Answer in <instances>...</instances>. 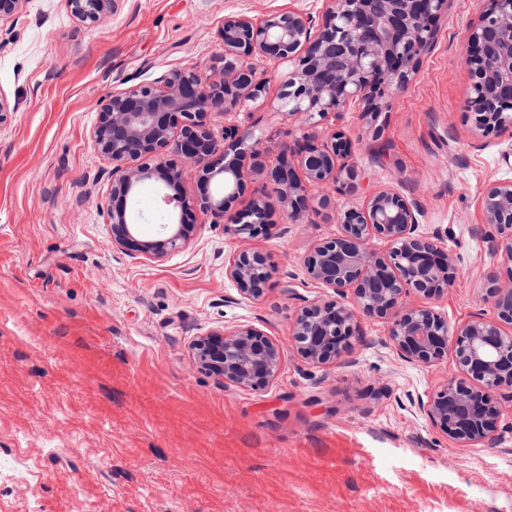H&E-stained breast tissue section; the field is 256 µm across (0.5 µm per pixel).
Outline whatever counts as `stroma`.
Wrapping results in <instances>:
<instances>
[{"mask_svg":"<svg viewBox=\"0 0 512 512\" xmlns=\"http://www.w3.org/2000/svg\"><path fill=\"white\" fill-rule=\"evenodd\" d=\"M479 0H449L432 46L405 90L371 119L347 106L302 124L268 103L213 111L225 129L256 128L278 147L344 132L359 169L340 207L381 190L440 232L461 274L435 303L449 324L492 308L503 267L477 199L512 180V128L480 130L466 112L465 31ZM292 9L321 24L326 0H113L97 22L66 0H26L0 22V95L16 110L0 126V512H512V390L498 393L493 445L460 448L410 405L453 358L404 361L385 322L365 318L339 362L315 367L289 346L297 310L331 299L304 259L340 231L336 214L277 225L255 238L225 234L207 213L192 244L155 260L112 246V164L90 140L100 102L171 71L218 74L225 18ZM157 182H143L130 218L159 231ZM251 247L273 285L244 298L224 273ZM253 325L285 344L284 368L263 391L201 373L188 346L209 332Z\"/></svg>","mask_w":512,"mask_h":512,"instance_id":"stroma-1","label":"stroma"}]
</instances>
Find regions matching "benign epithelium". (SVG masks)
I'll use <instances>...</instances> for the list:
<instances>
[{"label": "benign epithelium", "instance_id": "benign-epithelium-1", "mask_svg": "<svg viewBox=\"0 0 512 512\" xmlns=\"http://www.w3.org/2000/svg\"><path fill=\"white\" fill-rule=\"evenodd\" d=\"M319 29L295 12L261 21L246 16L224 20V76L174 70L158 85H139L103 100L91 132L97 150L112 161V245L135 256L161 259L187 248L198 225L185 216L199 208L224 222V233L254 237L276 224L282 211L291 223L309 214L336 210V198L319 192L333 184L355 188L358 167L349 162L350 143L339 131L331 140L299 142L275 149L251 129L227 146L218 144L207 116L220 107L229 113L265 99L267 79L255 61L280 68L284 84L279 106L304 124L338 117L351 104L377 116L388 105L389 89L405 88L423 50L436 35L433 21L448 0H327ZM71 11L96 22L112 0H66ZM479 23L466 30L471 94L467 111L487 129L512 126V0H480ZM251 141L248 152L244 142ZM199 172V193L184 195L183 171L169 152ZM265 175L271 189L253 198L244 213L228 214L242 190L243 158ZM150 158L154 165H138ZM173 190L162 196L178 215L160 236L144 238L128 217V200L145 180ZM225 192H210L212 181ZM484 223L500 235L492 252L505 264L507 282L488 278L484 300L493 316L478 313L457 325L439 314L432 301L448 292L458 274L457 259L440 245V233L418 232L416 209L407 198L381 190L361 206L338 213L340 233L317 244L305 259L309 277L331 290L334 299L310 303L294 317L291 339L310 365L336 362L360 336L363 317L385 320L397 353L407 362L433 367L453 350L460 375L443 380L425 400L413 402L426 420L461 448L497 439L495 394L512 389V181L493 182L483 191ZM384 243L377 249L373 241ZM240 295L262 298L274 266L255 249H242L224 267ZM415 297L417 302L407 303ZM195 366L226 387L261 391L283 367V345L264 330L243 325L199 336L189 346Z\"/></svg>", "mask_w": 512, "mask_h": 512}]
</instances>
